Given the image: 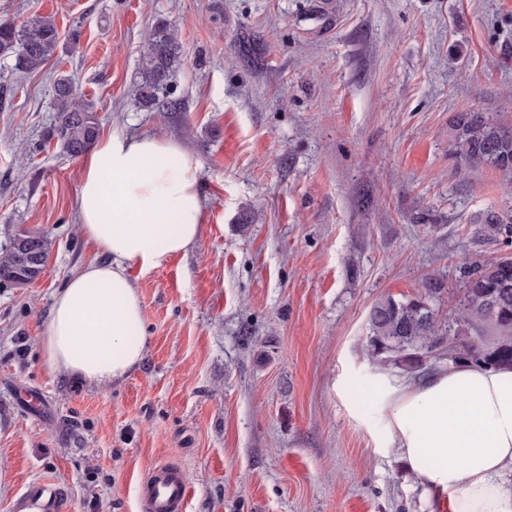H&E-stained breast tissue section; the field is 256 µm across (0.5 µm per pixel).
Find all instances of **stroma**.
<instances>
[{"label":"stroma","instance_id":"stroma-1","mask_svg":"<svg viewBox=\"0 0 512 512\" xmlns=\"http://www.w3.org/2000/svg\"><path fill=\"white\" fill-rule=\"evenodd\" d=\"M33 15L62 46L27 74L0 58V245L26 230L54 247L36 280L0 284V512L44 476L70 512H142L166 463L189 481L184 512H451L380 447L375 401L405 373L364 343L381 296L436 271L454 314L460 263L500 252L473 231L512 206V176L457 169L448 148L457 113L512 125V0H0V17ZM162 21L183 54L175 108L150 112L133 90ZM62 75L101 135H159L201 163V234L130 268L146 353L102 387L51 371L39 345L54 294L105 259L77 222L81 161L50 137ZM21 387L51 413L24 411Z\"/></svg>","mask_w":512,"mask_h":512}]
</instances>
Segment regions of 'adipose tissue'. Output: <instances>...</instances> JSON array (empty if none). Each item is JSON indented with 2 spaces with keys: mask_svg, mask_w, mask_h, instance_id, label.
<instances>
[{
  "mask_svg": "<svg viewBox=\"0 0 512 512\" xmlns=\"http://www.w3.org/2000/svg\"><path fill=\"white\" fill-rule=\"evenodd\" d=\"M198 158L152 134L118 132L82 160L77 217L108 256L70 278L39 343L48 367L91 386L124 379L142 360L144 310L129 276L187 253L204 210ZM385 448L399 449L454 512H512V367L448 364L387 385L376 402Z\"/></svg>",
  "mask_w": 512,
  "mask_h": 512,
  "instance_id": "obj_1",
  "label": "adipose tissue"
}]
</instances>
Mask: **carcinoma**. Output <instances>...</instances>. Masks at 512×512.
I'll list each match as a JSON object with an SVG mask.
<instances>
[{"instance_id":"carcinoma-1","label":"carcinoma","mask_w":512,"mask_h":512,"mask_svg":"<svg viewBox=\"0 0 512 512\" xmlns=\"http://www.w3.org/2000/svg\"><path fill=\"white\" fill-rule=\"evenodd\" d=\"M61 35L50 16H33L18 24L0 19V57L14 59V69L34 72L57 53ZM182 52L178 30L170 23L157 25L150 36L143 81L136 90L144 107L156 112L169 105L170 72ZM53 137L73 158L95 142L99 121L96 112L79 100L69 78L57 79L53 89ZM456 165L490 166L512 175V129L483 112H462L454 126L449 147ZM483 244L512 246V209H490L475 228ZM34 243L39 262L30 271L19 270L18 256ZM52 239L40 233L18 232L0 252V283L26 285L38 278L51 253ZM463 288L457 318L450 323L439 315L446 293L443 276L425 275L421 292L398 299L388 294L372 306L365 351L380 365L392 364L409 373H420L435 352L448 349L453 361H479L512 365V255L469 262L460 267ZM492 324L499 334L495 343H481L480 326Z\"/></svg>"}]
</instances>
